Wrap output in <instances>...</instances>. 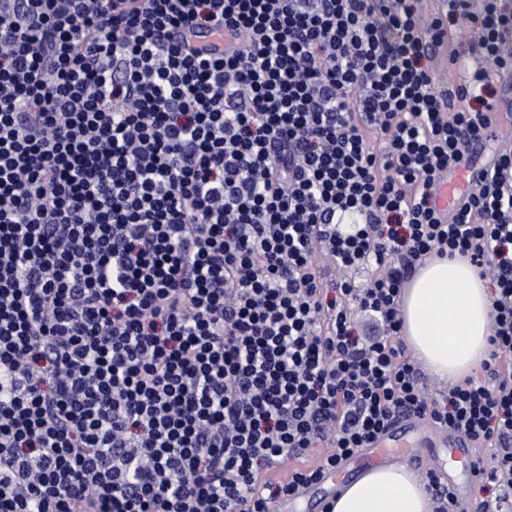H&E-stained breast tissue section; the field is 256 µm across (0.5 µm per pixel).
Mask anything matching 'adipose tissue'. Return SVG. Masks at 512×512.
Wrapping results in <instances>:
<instances>
[{
	"mask_svg": "<svg viewBox=\"0 0 512 512\" xmlns=\"http://www.w3.org/2000/svg\"><path fill=\"white\" fill-rule=\"evenodd\" d=\"M400 318L409 350L438 377L465 381L488 358L492 292L465 258H434L418 267L402 290ZM331 504V512H433L414 472L395 463L365 470Z\"/></svg>",
	"mask_w": 512,
	"mask_h": 512,
	"instance_id": "1",
	"label": "adipose tissue"
}]
</instances>
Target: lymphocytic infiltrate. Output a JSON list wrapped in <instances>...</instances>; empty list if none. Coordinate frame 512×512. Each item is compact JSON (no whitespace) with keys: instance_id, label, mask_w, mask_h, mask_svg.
<instances>
[{"instance_id":"1","label":"lymphocytic infiltrate","mask_w":512,"mask_h":512,"mask_svg":"<svg viewBox=\"0 0 512 512\" xmlns=\"http://www.w3.org/2000/svg\"><path fill=\"white\" fill-rule=\"evenodd\" d=\"M509 76L502 0H0V512H271L400 414L505 512L512 149L450 214L436 185ZM455 253L491 352L434 396L399 298ZM444 436L441 438L442 444L444 447H448L447 451L445 449L440 451V456L444 460V465L453 468L457 475L456 477L459 480L460 485H462L463 493L465 495L466 503L468 502L469 506L476 505L477 502L482 499H487L488 496L494 499L495 495L482 493L479 491V487L472 481L471 478L468 477V474L465 472V469L462 463L468 468L469 471L474 473L475 468L478 463V452L473 448L472 443L469 439L464 437L463 435L456 433L458 436L452 439H448L447 433L444 432ZM448 458L453 459L455 461H448Z\"/></svg>"}]
</instances>
